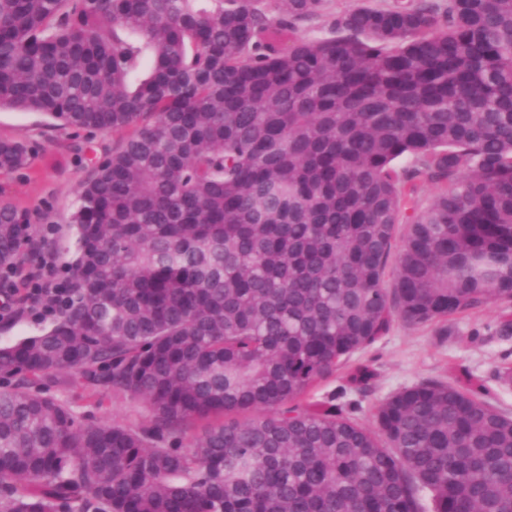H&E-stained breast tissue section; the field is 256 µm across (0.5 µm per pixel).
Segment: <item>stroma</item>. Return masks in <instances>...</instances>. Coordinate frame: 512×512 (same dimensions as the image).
<instances>
[{"label":"stroma","instance_id":"obj_1","mask_svg":"<svg viewBox=\"0 0 512 512\" xmlns=\"http://www.w3.org/2000/svg\"><path fill=\"white\" fill-rule=\"evenodd\" d=\"M25 144L30 150L26 167L0 171V201L14 205L30 217L29 234L39 248L38 258L23 261L22 269H41L45 276L68 274L76 250V191L92 174L93 154H105L119 146L118 133H89L57 126L37 112L0 109V140ZM506 306L493 301L484 307L460 313L452 322L451 335H442V323L412 326L395 322L386 336L370 346L366 357L374 360L378 378L364 394L349 390L344 371H336L314 391L315 397L333 396L354 405L360 423L374 427V408L404 387L447 376L449 369L466 370L481 395L512 414V388L497 380L498 364L512 362V336L496 333ZM48 318L24 312L22 303L0 306V346L35 335ZM49 394L71 400L76 413L88 422H118L132 427L149 419L142 400L109 393L96 400L84 398L83 380L61 385L40 383Z\"/></svg>","mask_w":512,"mask_h":512}]
</instances>
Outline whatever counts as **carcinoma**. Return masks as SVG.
Masks as SVG:
<instances>
[{
    "label": "carcinoma",
    "instance_id": "1",
    "mask_svg": "<svg viewBox=\"0 0 512 512\" xmlns=\"http://www.w3.org/2000/svg\"><path fill=\"white\" fill-rule=\"evenodd\" d=\"M3 107L125 136L68 299L0 346V512H512V416L457 380L375 432L312 395L346 364L368 392L397 320L512 303V0H0ZM20 224L0 203V277ZM58 375L150 418L83 422L32 391Z\"/></svg>",
    "mask_w": 512,
    "mask_h": 512
}]
</instances>
